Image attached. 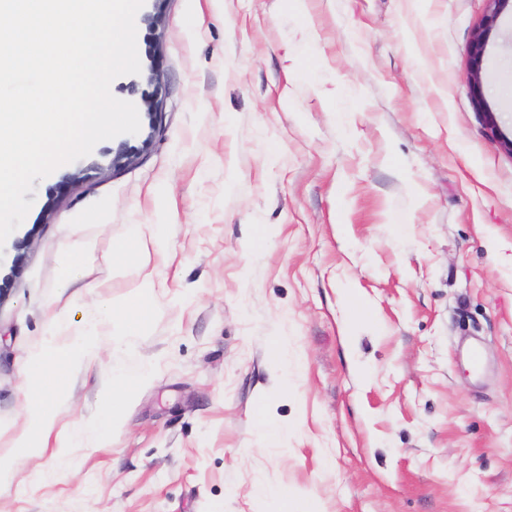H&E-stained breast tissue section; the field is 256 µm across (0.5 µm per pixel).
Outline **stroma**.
Instances as JSON below:
<instances>
[{
  "label": "stroma",
  "instance_id": "1",
  "mask_svg": "<svg viewBox=\"0 0 512 512\" xmlns=\"http://www.w3.org/2000/svg\"><path fill=\"white\" fill-rule=\"evenodd\" d=\"M487 9L165 0L156 32L137 22L163 82L151 145L115 171L106 140L35 180L26 246L0 249V455L46 323L95 302L55 286L67 243H88L84 278L113 302L152 272L158 315L131 361L154 371L111 441L23 459L0 512H276L261 483L318 512H512V156L484 119L512 134V11L486 34L477 99ZM133 224L165 225L164 253L121 271ZM464 336L486 377L458 359ZM117 357L102 336L57 430L97 415ZM260 409L288 426L279 447ZM488 2H490L489 9L484 17L482 28L476 33L470 45V57L472 61L470 83L476 94H478L481 83V61L485 50V32L496 24L500 13L509 3L512 10L511 0H488Z\"/></svg>",
  "mask_w": 512,
  "mask_h": 512
}]
</instances>
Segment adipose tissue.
<instances>
[{"label":"adipose tissue","instance_id":"adipose-tissue-1","mask_svg":"<svg viewBox=\"0 0 512 512\" xmlns=\"http://www.w3.org/2000/svg\"><path fill=\"white\" fill-rule=\"evenodd\" d=\"M153 373L151 365L126 366L115 364L111 369V376L100 394L103 405L102 412L93 420L79 422L63 435L56 439V445L60 448L74 447L76 440L84 430H91L100 439H108L112 436L116 418V404L122 398L128 397Z\"/></svg>","mask_w":512,"mask_h":512}]
</instances>
